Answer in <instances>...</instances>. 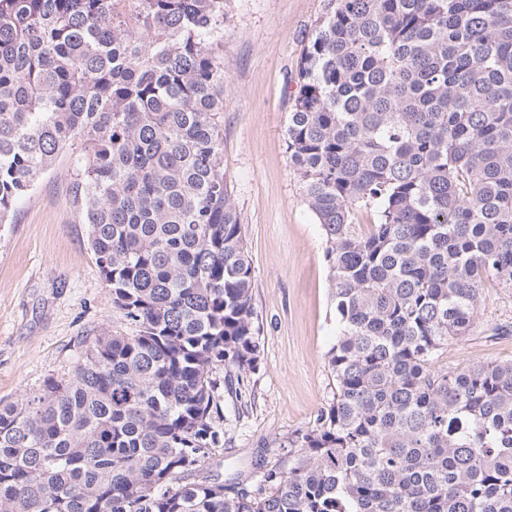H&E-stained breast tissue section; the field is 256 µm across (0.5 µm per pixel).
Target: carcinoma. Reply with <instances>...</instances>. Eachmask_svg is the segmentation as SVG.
Instances as JSON below:
<instances>
[{
  "instance_id": "cac0c4a2",
  "label": "carcinoma",
  "mask_w": 512,
  "mask_h": 512,
  "mask_svg": "<svg viewBox=\"0 0 512 512\" xmlns=\"http://www.w3.org/2000/svg\"><path fill=\"white\" fill-rule=\"evenodd\" d=\"M227 0H0V224L65 151L132 333L0 406V512H512V363L437 366L512 289V0H328L286 143L339 333L255 492L197 477L261 361L224 178ZM374 212L369 233L353 230Z\"/></svg>"
}]
</instances>
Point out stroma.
I'll return each mask as SVG.
<instances>
[{
	"label": "stroma",
	"instance_id": "stroma-1",
	"mask_svg": "<svg viewBox=\"0 0 512 512\" xmlns=\"http://www.w3.org/2000/svg\"><path fill=\"white\" fill-rule=\"evenodd\" d=\"M327 0H229L224 24V175L253 264L261 327L258 368L225 390L224 445L203 466L254 488L284 458L289 437L316 428L336 392L328 352L337 318L322 229L307 206L285 143L297 65ZM60 156L0 226V404L70 371L85 337L129 332L112 305L73 204ZM512 291L489 285L470 336L450 340L438 365L512 363Z\"/></svg>",
	"mask_w": 512,
	"mask_h": 512
}]
</instances>
